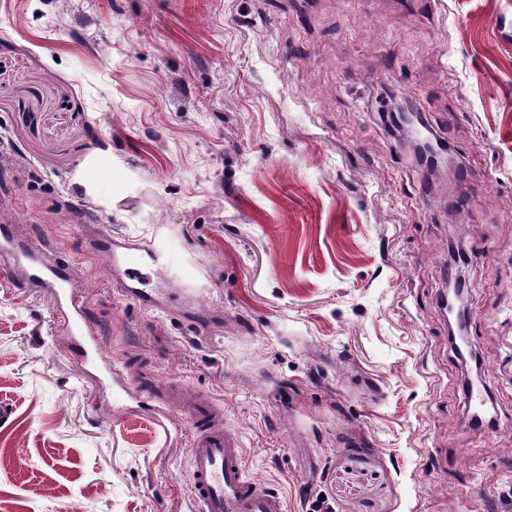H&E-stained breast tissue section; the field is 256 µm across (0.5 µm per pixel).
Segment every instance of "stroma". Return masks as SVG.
Returning <instances> with one entry per match:
<instances>
[{
    "instance_id": "35a3bbf8",
    "label": "stroma",
    "mask_w": 512,
    "mask_h": 512,
    "mask_svg": "<svg viewBox=\"0 0 512 512\" xmlns=\"http://www.w3.org/2000/svg\"><path fill=\"white\" fill-rule=\"evenodd\" d=\"M2 221L73 264L125 380L0 270V512H190L171 381L287 512H512V0H0ZM90 224L167 256L172 313L113 294Z\"/></svg>"
}]
</instances>
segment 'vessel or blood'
I'll return each instance as SVG.
<instances>
[{"mask_svg":"<svg viewBox=\"0 0 512 512\" xmlns=\"http://www.w3.org/2000/svg\"><path fill=\"white\" fill-rule=\"evenodd\" d=\"M94 252L105 257L117 291L146 310L161 309L160 292L152 279L168 275L164 255L153 244L116 239L97 231L90 240ZM0 260L19 273L28 287L52 289L59 321L76 340L80 360H99L103 353L88 318V300L72 285L70 268L49 250L23 244L11 224L0 225ZM164 406L179 412L188 423L190 479L187 497L194 512H285L283 496L259 487L249 476L242 448L224 427V411L217 404L198 406L178 383L164 388Z\"/></svg>","mask_w":512,"mask_h":512,"instance_id":"obj_1","label":"vessel or blood"}]
</instances>
